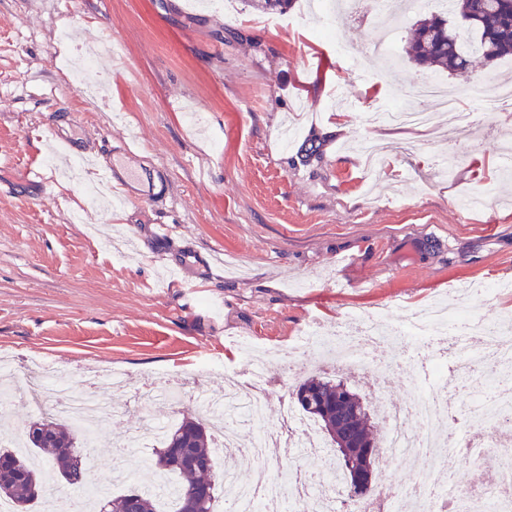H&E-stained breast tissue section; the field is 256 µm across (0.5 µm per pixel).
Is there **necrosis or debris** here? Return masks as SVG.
I'll use <instances>...</instances> for the list:
<instances>
[{"mask_svg": "<svg viewBox=\"0 0 512 512\" xmlns=\"http://www.w3.org/2000/svg\"><path fill=\"white\" fill-rule=\"evenodd\" d=\"M400 346L415 344L416 359L400 358L379 365L366 354L368 346L381 340ZM299 350H314L327 361L368 374L376 383L375 394H383L393 376L408 374L418 390L416 398L386 402L383 414L385 442L379 458L380 470L398 459L420 457L431 461L430 473L416 476L399 487L382 486L381 496L403 500L418 512H512V324H490L476 318L454 319L445 306L431 304L412 314L405 323H387L379 317L350 315L340 329H312L297 342ZM243 376L231 377L224 396L199 397L205 412L221 421L219 454L236 449L237 426L248 423L258 432L245 447L256 467L248 484L224 479V494L243 512H284L287 499L309 497L313 512H336V488L344 478L336 470L333 452L318 435L312 418L292 406L282 409L279 427L266 429L261 422L266 410L269 385L267 368L253 363L250 346H243ZM477 379L478 390L463 410L448 403V388L457 377ZM21 397L32 412L67 418L82 434L91 437L93 427L103 425L107 414L93 386L70 389L69 375L45 365L26 379ZM426 423L423 432L413 431V420ZM473 429L478 440L459 446L456 424ZM304 449L321 461L316 470H293L289 491H282L280 476L271 474L266 462L272 450L290 454ZM486 465L491 483L482 493L458 490L449 480L460 462Z\"/></svg>", "mask_w": 512, "mask_h": 512, "instance_id": "obj_1", "label": "necrosis or debris"}]
</instances>
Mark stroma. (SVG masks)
Instances as JSON below:
<instances>
[{
    "mask_svg": "<svg viewBox=\"0 0 512 512\" xmlns=\"http://www.w3.org/2000/svg\"><path fill=\"white\" fill-rule=\"evenodd\" d=\"M287 26L247 0H0V352L15 382L37 364H65L73 385L96 375L112 409L88 449L91 476L112 494L146 482L157 443L126 442L153 376L185 380L184 402H154L180 422L196 391L216 396L240 368V346L289 349L347 313L406 308L437 295L496 322L512 293L467 288L512 279V201H461L503 183L499 145L512 104L484 111L480 83L512 84V60H473L468 76L376 51L386 32L363 11L317 36L311 0H293ZM74 42H104L89 82L72 86L53 59ZM447 84L476 125L449 143L456 114L417 98L419 79ZM399 99L434 112L428 131L370 127L367 112ZM79 123H69L71 114ZM105 151L133 141L130 166L164 167L172 199L109 213L86 208L96 176L59 178L55 134ZM309 138L321 155L305 158ZM454 159L451 175L440 163ZM45 169L51 184L30 181ZM173 232L156 240V225ZM275 364L266 425L313 372Z\"/></svg>",
    "mask_w": 512,
    "mask_h": 512,
    "instance_id": "35a3bbf8",
    "label": "stroma"
}]
</instances>
